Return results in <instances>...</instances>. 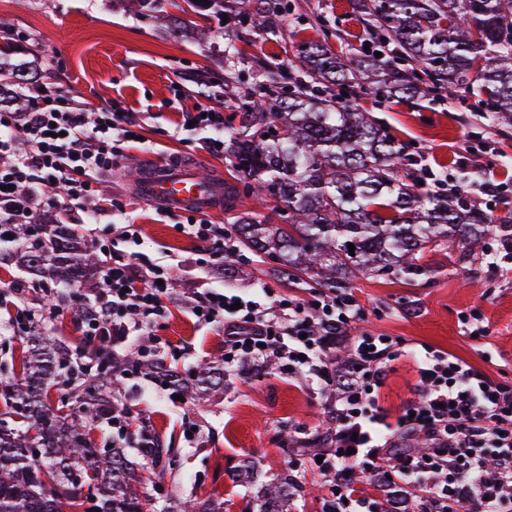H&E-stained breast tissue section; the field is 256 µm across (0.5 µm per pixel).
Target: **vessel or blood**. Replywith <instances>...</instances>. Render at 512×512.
I'll use <instances>...</instances> for the list:
<instances>
[{
  "label": "vessel or blood",
  "mask_w": 512,
  "mask_h": 512,
  "mask_svg": "<svg viewBox=\"0 0 512 512\" xmlns=\"http://www.w3.org/2000/svg\"><path fill=\"white\" fill-rule=\"evenodd\" d=\"M143 199L172 210H193L205 214L224 211V180L201 177L195 164L172 162L140 167L134 181Z\"/></svg>",
  "instance_id": "b4317fda"
}]
</instances>
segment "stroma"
Listing matches in <instances>:
<instances>
[{"mask_svg":"<svg viewBox=\"0 0 512 512\" xmlns=\"http://www.w3.org/2000/svg\"><path fill=\"white\" fill-rule=\"evenodd\" d=\"M292 16L281 23L279 41L239 25H224L210 12L186 17L194 35L176 39L168 33L174 8L164 0L159 12L142 13L128 0H0V48L11 62L33 61L42 82L58 81L77 100L91 105L119 101L144 115L147 140L153 149H131L119 170L99 185L100 197L115 196L129 203L141 227L140 252L162 263L179 260L174 271L175 292L204 286L237 289L254 298L265 291L308 297L310 290L272 271L266 256L244 251L226 258L219 272L205 276L185 262L195 244L160 219L153 203L140 198L132 179L143 164L193 161L200 173L233 180L228 160L204 148L201 130L172 132L180 112L198 105L220 106L226 100L224 49L235 43L248 82H256L261 66H292L300 43L327 39L330 47L346 54L362 53L370 42L365 22L354 15L349 0H291ZM210 76L215 87L186 82L179 108L169 107L170 85L176 75ZM359 109L391 134L400 151L399 162L413 181L432 179L454 184L475 198V206L495 222L477 249V257L460 262L445 247L428 253V270L412 280L361 276L350 284L364 306L357 323L362 331L401 338L410 356L391 363L380 391L382 406L398 413L414 397L416 355L424 346L451 352L488 374L512 381V272L493 277L486 258L505 254L498 227L512 218V124L485 119L465 93L450 96L434 90L411 100H390L372 92L357 98ZM500 184L495 195L481 186ZM26 306L40 320L41 331L74 345L81 339L79 320L72 310L50 314L42 299ZM481 307L489 321V334L472 340L461 335L459 316ZM159 336L177 345L179 358L160 356L165 366L186 371L202 361H219L224 355V329L201 328L190 319L186 304L172 306L161 321ZM112 394L140 413L151 431L178 451L176 467L159 481L162 495L229 499L228 512H253L255 504L247 485H234L231 476L244 462H252L261 480L287 471L296 450L325 447L327 409L323 396L304 381L288 377L278 368L246 377L228 372L222 385L203 400H177L153 388L148 376L114 375ZM196 424L195 437L185 433V421Z\"/></svg>","mask_w":512,"mask_h":512,"instance_id":"1","label":"stroma"}]
</instances>
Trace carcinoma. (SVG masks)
I'll return each instance as SVG.
<instances>
[{
  "label": "carcinoma",
  "instance_id": "obj_1",
  "mask_svg": "<svg viewBox=\"0 0 512 512\" xmlns=\"http://www.w3.org/2000/svg\"><path fill=\"white\" fill-rule=\"evenodd\" d=\"M194 12L210 10L255 31L281 36L271 18L292 9L285 0H185ZM353 13L381 20L370 35L386 34L402 54L389 61L369 51L335 53L327 41L298 48L309 90L288 70L263 66L258 93L247 92L239 124L224 127V156L257 195L288 209L286 223L270 227L256 212L235 216L242 247L281 261L298 283L334 288L356 275H420L426 249L455 245L471 256L492 223L461 197L431 195L408 184L394 139L357 107V91L413 99L430 84L453 95L464 91L498 122H512V0H351ZM236 50L224 49L225 93L236 96ZM415 61L417 70L406 63ZM339 88L342 94L334 93ZM354 244L349 253L348 244ZM0 263L31 274L52 267L70 287L91 288L99 264L66 224H54L38 250L0 251ZM68 348L33 330L26 337L18 378L0 380V512H146V478L123 448H96L88 426L112 410V377L74 388L51 405L48 388ZM219 368L205 362L174 374L172 384L194 399ZM140 452L159 472L171 468L172 449L149 429L139 431ZM36 448L39 458L30 454ZM87 487V496L70 490ZM288 475L262 489L258 512H286ZM162 512H224V499H172Z\"/></svg>",
  "mask_w": 512,
  "mask_h": 512
}]
</instances>
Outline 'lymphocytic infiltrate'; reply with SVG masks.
Here are the masks:
<instances>
[{"label": "lymphocytic infiltrate", "mask_w": 512, "mask_h": 512, "mask_svg": "<svg viewBox=\"0 0 512 512\" xmlns=\"http://www.w3.org/2000/svg\"><path fill=\"white\" fill-rule=\"evenodd\" d=\"M18 94L25 111L0 109V241L44 205L84 210L92 219L114 214L98 240L104 286L82 300L84 339L100 346L132 342L139 359L178 357L156 334L157 317L175 300L172 265L142 258L140 228L119 198H108L101 211L89 206L98 178L118 167L142 136L138 113L116 102L79 101L57 82L23 85ZM177 226L197 245L191 264L205 272L236 252L223 225L188 215ZM185 297L196 323L223 324L225 368L275 364L326 396L332 445L317 466L328 489L323 512H402L411 501L418 512H512V382L428 346L418 359L417 397L393 418L380 404V390L405 343L368 333L349 337L363 314L353 293L300 298L270 292L259 302L234 291L191 288ZM347 337L348 357L333 356ZM419 435L425 446L411 448ZM362 476L390 479L395 499L356 491Z\"/></svg>", "instance_id": "lymphocytic-infiltrate-1"}]
</instances>
